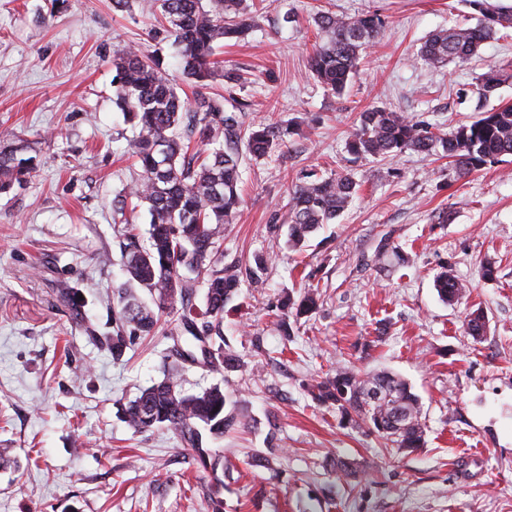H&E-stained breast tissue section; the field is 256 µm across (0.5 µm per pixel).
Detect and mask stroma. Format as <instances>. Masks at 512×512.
Returning <instances> with one entry per match:
<instances>
[{
  "mask_svg": "<svg viewBox=\"0 0 512 512\" xmlns=\"http://www.w3.org/2000/svg\"><path fill=\"white\" fill-rule=\"evenodd\" d=\"M373 11L384 33L363 54L343 95L309 75L317 11ZM146 0L126 15L112 0H0V132L35 167L0 194V512H207L210 477L162 430L137 433L120 405L162 377L165 332L141 338L122 362L88 342L104 324L100 293L124 276L113 231L115 197L138 176L125 152L130 128L116 107L112 56L127 45L179 72V49L153 41ZM468 0H264L256 26L217 58L243 74L214 91L247 103L245 123L294 121L285 147L246 158L243 201L224 231L225 262H273L243 278L224 310V338L258 378L188 367L184 387L228 382L248 425L215 448L224 512H512V156L457 178L448 158L409 152L353 164L345 139L359 113L388 107L448 132L512 104V29L463 66L432 68L415 55L433 31L473 25ZM507 73L489 99L474 88L488 66ZM352 174L358 196L302 252L285 247L288 190L301 175ZM401 250L377 265L381 244ZM111 257L101 264L99 254ZM493 264L494 279L480 275ZM466 280L458 304L440 301L441 267ZM82 289L84 320L64 312L63 284ZM314 288L319 307L283 339L273 309ZM487 331L468 336L466 314ZM92 368L74 380L71 358ZM339 365L388 370L412 385L426 424L424 448L400 452L340 426L309 380ZM275 443L272 468L254 466ZM350 459L361 486L339 476Z\"/></svg>",
  "mask_w": 512,
  "mask_h": 512,
  "instance_id": "35a3bbf8",
  "label": "stroma"
}]
</instances>
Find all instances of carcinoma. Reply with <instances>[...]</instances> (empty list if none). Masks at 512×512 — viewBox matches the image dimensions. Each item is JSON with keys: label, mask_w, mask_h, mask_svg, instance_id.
I'll return each mask as SVG.
<instances>
[{"label": "carcinoma", "mask_w": 512, "mask_h": 512, "mask_svg": "<svg viewBox=\"0 0 512 512\" xmlns=\"http://www.w3.org/2000/svg\"><path fill=\"white\" fill-rule=\"evenodd\" d=\"M480 17L477 24L438 30L421 44L416 59L437 67L464 65L481 45L502 30L512 28V10L489 0H469ZM153 39L173 40L180 48L181 70L194 87L193 97L182 99L173 79L160 63L135 46L117 51L112 59L115 103L134 130L127 153L140 167V174L126 196L145 207L149 216L148 244L140 242L137 227L124 219L115 227L126 281L101 298L110 311L107 331L85 327L87 339L107 349L112 360H122L137 339L154 335L163 315L177 313L170 335L186 337L173 344L172 361L163 378L140 389L121 408L124 421L136 432L164 430L178 445L191 451L199 472L216 471L221 458L210 444L246 426L245 416L219 385L190 392L184 388L188 365H200L213 373L240 374L248 364L224 348V308L237 294L240 269L223 265L219 249L224 225L230 224L240 205V167L243 154L268 155L286 142L292 123L259 122L241 134L242 112L247 103L224 106V97L208 92L221 76L236 85L241 75L219 71L213 60L219 44L246 35L255 24L257 5L246 0H153ZM314 23L321 42L309 61L312 77L323 87L341 95L351 83L360 55L380 36L385 21L377 13L338 16L316 14ZM502 72L488 67L476 87L487 99L502 82ZM245 149H240L238 136ZM355 161L374 158L392 160L413 151L451 159L456 175L467 177L500 157L512 155V105L505 104L469 123L443 133L432 124L389 108H370L345 142ZM32 170V158H19L14 150H0V193ZM358 183L350 174L318 176L308 173L289 190L286 245L292 251L305 247L318 228L331 224L353 201ZM434 286L442 302L452 305L469 292L467 283L444 269ZM204 288L203 308L186 298ZM77 287L62 289L64 306L75 319L82 318L86 300ZM180 311H174L176 303ZM318 306V292L307 289L295 301L284 296L278 305L276 325L290 336L288 318L305 316ZM468 335L480 338L486 322L480 313L465 319ZM209 340L212 353L200 359L194 348ZM321 406L336 408L340 422L364 429L384 445L413 452L424 447L426 426L412 387L389 371L362 372L338 366L304 385Z\"/></svg>", "instance_id": "cac0c4a2"}]
</instances>
